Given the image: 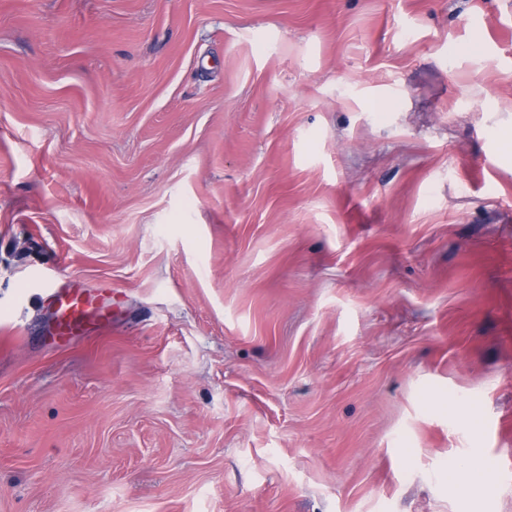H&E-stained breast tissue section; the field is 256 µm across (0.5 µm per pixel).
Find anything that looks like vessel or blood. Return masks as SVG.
<instances>
[{"label":"vessel or blood","instance_id":"b4317fda","mask_svg":"<svg viewBox=\"0 0 512 512\" xmlns=\"http://www.w3.org/2000/svg\"><path fill=\"white\" fill-rule=\"evenodd\" d=\"M105 297L104 290L85 287L77 280L52 292L57 314L53 334L59 344H69L89 333L91 325L104 315Z\"/></svg>","mask_w":512,"mask_h":512}]
</instances>
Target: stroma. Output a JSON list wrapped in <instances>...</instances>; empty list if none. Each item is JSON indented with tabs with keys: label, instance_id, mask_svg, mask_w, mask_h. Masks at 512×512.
Listing matches in <instances>:
<instances>
[{
	"label": "stroma",
	"instance_id": "35a3bbf8",
	"mask_svg": "<svg viewBox=\"0 0 512 512\" xmlns=\"http://www.w3.org/2000/svg\"><path fill=\"white\" fill-rule=\"evenodd\" d=\"M0 512H512V0H0ZM112 294V288H86L77 280L55 289L50 295L57 314L52 336L58 338V344L67 345L88 334L90 326L106 316L103 310L112 309V304L104 306L105 297L112 301Z\"/></svg>",
	"mask_w": 512,
	"mask_h": 512
}]
</instances>
